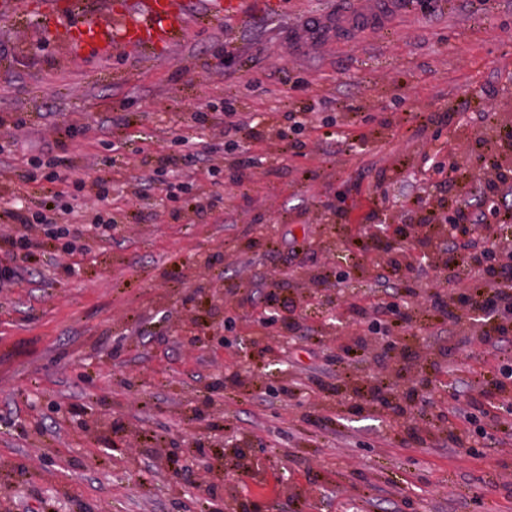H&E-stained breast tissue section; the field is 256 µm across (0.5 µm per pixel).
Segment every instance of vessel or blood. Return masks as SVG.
<instances>
[{
  "label": "vessel or blood",
  "instance_id": "obj_1",
  "mask_svg": "<svg viewBox=\"0 0 512 512\" xmlns=\"http://www.w3.org/2000/svg\"><path fill=\"white\" fill-rule=\"evenodd\" d=\"M253 0H206L214 15L239 16ZM394 0H363L359 13L346 12L319 18L318 29L351 27L395 9ZM24 11L52 38L70 48L100 56L133 46H165L188 21L184 0H144L136 18H128L126 5L105 6L103 14L85 13L75 0H0V14Z\"/></svg>",
  "mask_w": 512,
  "mask_h": 512
}]
</instances>
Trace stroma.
<instances>
[{
    "label": "stroma",
    "instance_id": "35a3bbf8",
    "mask_svg": "<svg viewBox=\"0 0 512 512\" xmlns=\"http://www.w3.org/2000/svg\"><path fill=\"white\" fill-rule=\"evenodd\" d=\"M349 4L284 0L272 16L222 19L196 7L172 45L108 60L72 57L30 19L0 20V121L25 122L0 153V218L57 192L40 151L49 132L86 178V201L100 178L103 208L120 210L72 273L42 237L0 292V512H200L206 498L191 487L206 481L226 512L243 499L261 512H512V439L501 430L512 399L482 393L498 370L481 322L418 321L388 363L381 342L329 322L394 289H376L368 272L314 282L322 263L351 258L371 210L400 224L421 192L482 210L479 156L498 150L496 125L512 124V0H413L384 34L311 41V17ZM301 104L312 107L305 146L267 173L284 115ZM228 110L252 122L233 145ZM445 111L446 124L414 119ZM326 123L335 137L322 135ZM74 125L83 134L70 136ZM115 139L123 149L106 150ZM446 141L455 157L439 151ZM186 150L211 202L200 214L165 183L142 185L137 165ZM244 154L255 176L232 184ZM450 159L456 177L439 183L432 167ZM338 209L349 221L337 223ZM283 227L294 248L268 249ZM273 270L272 287L250 284ZM358 346L363 359L350 361ZM430 362L433 388L408 415L429 412L430 396L446 418L418 443L355 389L385 382L402 395ZM453 428L465 429L463 444L449 442ZM189 440L212 469L188 466L186 485L170 468ZM115 441L123 453H107Z\"/></svg>",
    "mask_w": 512,
    "mask_h": 512
}]
</instances>
